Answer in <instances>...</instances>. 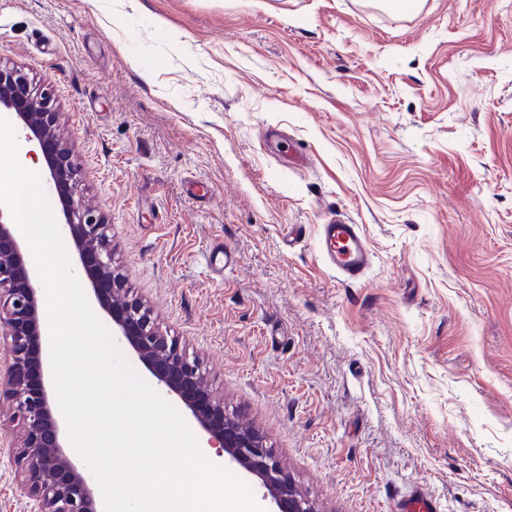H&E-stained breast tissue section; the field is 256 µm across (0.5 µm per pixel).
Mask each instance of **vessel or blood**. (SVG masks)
Listing matches in <instances>:
<instances>
[{
	"instance_id": "1",
	"label": "vessel or blood",
	"mask_w": 512,
	"mask_h": 512,
	"mask_svg": "<svg viewBox=\"0 0 512 512\" xmlns=\"http://www.w3.org/2000/svg\"><path fill=\"white\" fill-rule=\"evenodd\" d=\"M320 250L327 266L349 283L364 280L372 264L360 225L332 218L320 228Z\"/></svg>"
}]
</instances>
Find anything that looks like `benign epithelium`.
Returning a JSON list of instances; mask_svg holds the SVG:
<instances>
[{
  "label": "benign epithelium",
  "instance_id": "7a95c632",
  "mask_svg": "<svg viewBox=\"0 0 512 512\" xmlns=\"http://www.w3.org/2000/svg\"><path fill=\"white\" fill-rule=\"evenodd\" d=\"M0 109L15 113L26 139L37 142L55 187L70 182L74 163L50 96H35L22 70L0 68ZM62 202L63 232L90 280L92 296L139 361L184 403L211 445L261 481L264 498L278 512H317L274 449L211 395L201 364L159 330L142 302L124 295L104 215L70 192ZM27 251L9 212L0 206V406H7L8 423L20 433V445L12 448L17 488L37 502L39 512H98L89 477L69 453L64 421L54 408L52 375L43 357L46 303Z\"/></svg>",
  "mask_w": 512,
  "mask_h": 512
}]
</instances>
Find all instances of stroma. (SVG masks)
Wrapping results in <instances>:
<instances>
[{"instance_id":"1","label":"stroma","mask_w":512,"mask_h":512,"mask_svg":"<svg viewBox=\"0 0 512 512\" xmlns=\"http://www.w3.org/2000/svg\"><path fill=\"white\" fill-rule=\"evenodd\" d=\"M0 67L53 97L131 295L320 512H512V0H0ZM331 216L362 282L322 260ZM17 443L0 512L35 510ZM320 250L327 266L348 283L363 281L372 264L360 225L335 217L321 224Z\"/></svg>"}]
</instances>
